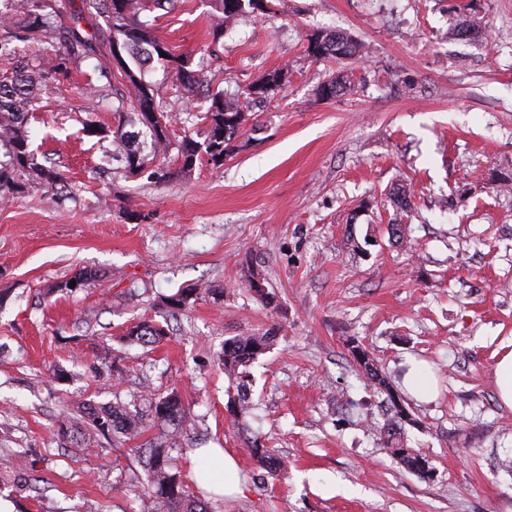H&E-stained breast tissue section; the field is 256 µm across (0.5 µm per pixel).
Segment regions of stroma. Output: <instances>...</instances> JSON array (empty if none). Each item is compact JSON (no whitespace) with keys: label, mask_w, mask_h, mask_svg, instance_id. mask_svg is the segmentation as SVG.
Returning <instances> with one entry per match:
<instances>
[{"label":"stroma","mask_w":512,"mask_h":512,"mask_svg":"<svg viewBox=\"0 0 512 512\" xmlns=\"http://www.w3.org/2000/svg\"><path fill=\"white\" fill-rule=\"evenodd\" d=\"M474 32L454 34L459 17ZM210 92L241 94L269 73L224 162L158 180L104 164L116 98L89 84L109 48L42 96L28 116L37 177L0 199V505L8 512H140L133 448L156 428L86 448L57 429L81 403L108 405L140 385L178 390L193 425L179 460L190 481L200 448L235 456L244 493L195 489L211 512H512V410L495 369L512 337V0H269L212 33L209 0L140 15ZM364 55L318 60V31ZM347 75L348 93L322 85ZM168 135L203 141L208 94L175 73L145 75ZM98 125L92 134L88 125ZM408 190L411 211L391 195ZM407 225L404 243L388 225ZM88 282L64 284L79 274ZM259 275L276 303L247 286ZM217 294L169 314L164 296ZM142 321L170 338L122 337ZM276 328L250 368V410L236 417L224 342ZM365 348L392 386L414 358L440 392L405 399L400 442L430 473L405 471L380 429L384 395L353 360ZM262 444L288 471L268 476Z\"/></svg>","instance_id":"35a3bbf8"}]
</instances>
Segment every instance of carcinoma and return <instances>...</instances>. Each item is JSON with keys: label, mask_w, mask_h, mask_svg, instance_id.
<instances>
[{"label": "carcinoma", "mask_w": 512, "mask_h": 512, "mask_svg": "<svg viewBox=\"0 0 512 512\" xmlns=\"http://www.w3.org/2000/svg\"><path fill=\"white\" fill-rule=\"evenodd\" d=\"M25 10L21 15L19 29L25 38L37 43H46L56 48L55 58L46 62L34 58L23 67H16L12 75L0 80V196L19 190L22 178L34 174L40 180L56 185L62 181L61 174L52 166L36 161L29 149L28 113L34 110L37 96L55 88L61 79L70 75L71 68L84 60L96 56L99 46L84 36L79 29L84 14L106 18L111 38L110 52L120 51L127 56L120 70L123 81L133 90L135 101L130 112H117V124L112 131V157L124 163L130 173L138 171L150 157L169 158L186 170L192 167L200 153L217 163L231 155L237 148L238 139L245 133L243 103L227 100L217 92L212 96L206 113L208 130L204 142L185 138L179 143L169 139L167 114L156 102L154 86L145 80V73L156 62L176 73L184 88L195 92L198 76L189 69L188 59L175 56L152 36L140 14L146 8L145 0H82V9L75 11L72 0H23ZM213 9V35L224 36L228 23L234 22L247 9L265 10L263 0H211ZM364 51V46L342 32H318L309 40L308 52L316 59L346 58ZM281 74L275 71L267 75L260 85H252L243 91L249 100L257 94H265L280 85ZM351 90V81L338 75L323 84L321 92L326 97L337 96ZM176 155H171V152ZM217 289L207 287L201 291H178L164 299V305L176 312L202 295H214ZM167 332L156 324L140 323L123 336L129 345L154 346L165 340ZM271 334L237 336L224 342L222 365L230 380L238 382L237 388L245 386L250 377L249 368L272 345ZM349 350L354 361L361 367L367 380L377 390L386 394V404L392 412L383 426L386 447L393 448L403 467L418 475L424 471L417 465L418 456L407 448L392 446L401 429V422L409 417L407 409L389 386L386 378L375 364L367 358L362 346L351 345ZM80 417L71 426L58 428V436L68 439L76 446L94 444L98 438L112 436L135 437L144 430L149 421L159 429L156 437L134 449L139 463L147 473V484L138 492L146 512H208L207 503L189 494L176 457L172 452L182 447V438L192 426V418L180 395L172 391L164 396L140 391L131 394V401H116L108 406H96L85 402ZM260 467L272 475L285 473L286 462L268 450L253 449Z\"/></svg>", "instance_id": "1"}]
</instances>
